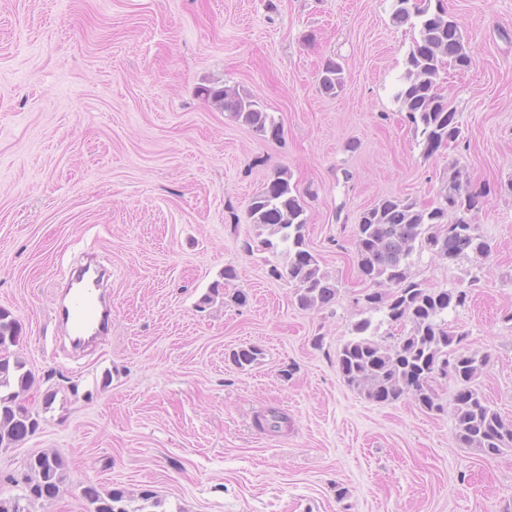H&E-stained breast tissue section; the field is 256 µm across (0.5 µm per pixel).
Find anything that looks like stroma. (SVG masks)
I'll use <instances>...</instances> for the list:
<instances>
[{"mask_svg":"<svg viewBox=\"0 0 512 512\" xmlns=\"http://www.w3.org/2000/svg\"><path fill=\"white\" fill-rule=\"evenodd\" d=\"M472 50L440 92L463 137L424 158L393 98L412 38L390 0H0V309L12 352L36 377L40 415L0 450V496L30 454L66 464V489L31 512H89L84 486L153 493L165 512H503L512 450L460 447L454 381L442 411L412 395L379 404L343 381L337 353L368 317L376 340L406 326L359 304L356 228L380 199L437 206L457 164L488 192L471 216L483 259L413 255L411 280L467 288L449 312L477 382L512 421V0H443ZM344 86L325 94L327 60ZM229 86L280 122L257 136L199 86ZM288 170L306 242L339 292L303 311L269 277L285 257L259 242L247 207ZM112 271V327L75 354L52 310L87 244ZM237 276L227 281L225 268ZM224 293L202 297L216 281ZM243 293L245 303L233 294ZM262 355L241 368L231 354ZM52 402H45L46 393ZM280 431L259 428L269 410Z\"/></svg>","mask_w":512,"mask_h":512,"instance_id":"stroma-1","label":"stroma"}]
</instances>
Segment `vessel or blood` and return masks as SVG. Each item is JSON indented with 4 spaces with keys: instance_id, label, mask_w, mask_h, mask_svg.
<instances>
[{
    "instance_id": "1",
    "label": "vessel or blood",
    "mask_w": 512,
    "mask_h": 512,
    "mask_svg": "<svg viewBox=\"0 0 512 512\" xmlns=\"http://www.w3.org/2000/svg\"><path fill=\"white\" fill-rule=\"evenodd\" d=\"M66 279V300L54 309L53 318L63 326L72 345L80 346L107 330L111 309L97 267L85 264L71 268Z\"/></svg>"
}]
</instances>
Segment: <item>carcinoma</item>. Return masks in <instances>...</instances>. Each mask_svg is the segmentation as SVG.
Segmentation results:
<instances>
[{
	"label": "carcinoma",
	"mask_w": 512,
	"mask_h": 512,
	"mask_svg": "<svg viewBox=\"0 0 512 512\" xmlns=\"http://www.w3.org/2000/svg\"><path fill=\"white\" fill-rule=\"evenodd\" d=\"M390 7L392 22L412 30L393 98L401 105L404 120L419 137L422 155L428 159L462 137L456 112L440 94L438 80L447 64L458 70L469 68L471 50L459 23L447 15L441 0H391ZM342 72L338 62L328 61L320 74V88L327 94L337 93L343 85ZM200 92L256 134L281 137V125L275 118L234 88L205 86ZM478 198V193L463 184L462 171L453 163L438 206L425 208L407 198H384L361 213L355 241L358 270L364 280L376 286L364 296L366 310L383 313L391 323L408 322L411 330L382 344L373 338L372 320L364 318L353 325L337 362L342 378L368 400L389 403L411 393L430 411L444 410L433 383L438 378L454 379L456 442L498 455L512 449V422L503 420L475 384L489 363V355L470 351L466 334L448 329V311L465 306L469 291L425 288L407 274L415 251H429L450 262L489 255V242L468 218L478 209ZM248 216L253 224L267 230V237L261 240L263 249L288 257L282 266L271 265L269 275L295 285L294 301L299 308L320 309L336 299V282L321 272L317 257L308 249L305 210L293 193L287 170L279 171L251 198ZM19 342L17 320L0 310V449L33 435L40 426L39 415L18 401L19 394L36 383L25 360L9 354V347ZM260 355L259 349L246 347L233 352L231 359L242 368L258 361ZM8 481L19 493L0 497V512H30L32 504L53 500L64 491L66 464L55 454H33ZM83 496L93 506L90 512H150L161 506V501L148 492L141 495L142 504L136 507L120 490L103 493L86 486Z\"/></svg>",
	"instance_id": "1"
}]
</instances>
